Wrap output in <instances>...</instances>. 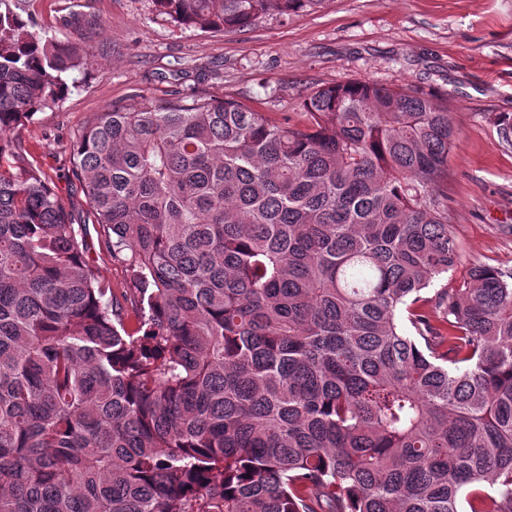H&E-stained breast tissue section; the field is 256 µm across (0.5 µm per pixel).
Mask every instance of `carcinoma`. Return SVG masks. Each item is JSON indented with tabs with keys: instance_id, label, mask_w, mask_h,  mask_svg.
I'll return each mask as SVG.
<instances>
[{
	"instance_id": "obj_1",
	"label": "carcinoma",
	"mask_w": 512,
	"mask_h": 512,
	"mask_svg": "<svg viewBox=\"0 0 512 512\" xmlns=\"http://www.w3.org/2000/svg\"><path fill=\"white\" fill-rule=\"evenodd\" d=\"M317 2L151 0L211 33ZM14 6L0 512H512V272L424 295L459 261L448 102L356 78L296 121L184 90L93 114L72 166L117 293L17 138L92 54Z\"/></svg>"
}]
</instances>
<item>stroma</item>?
<instances>
[{
    "instance_id": "1",
    "label": "stroma",
    "mask_w": 512,
    "mask_h": 512,
    "mask_svg": "<svg viewBox=\"0 0 512 512\" xmlns=\"http://www.w3.org/2000/svg\"><path fill=\"white\" fill-rule=\"evenodd\" d=\"M17 12L94 54L79 87L36 113L18 138L85 227L86 259L115 290L127 287L126 270L102 250L70 163L94 113L197 89L291 116L308 89L352 78L448 102L456 127L448 222L461 262L435 288L456 284L474 263L512 271V145L492 121L512 114V0H323L217 36L168 25L151 0H19Z\"/></svg>"
}]
</instances>
